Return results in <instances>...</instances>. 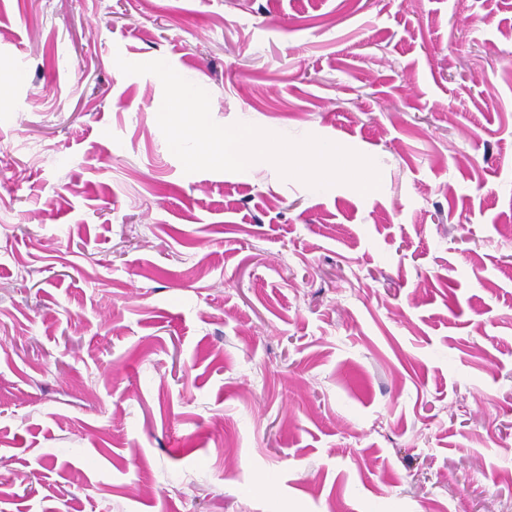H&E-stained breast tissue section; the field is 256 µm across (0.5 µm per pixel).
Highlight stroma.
<instances>
[{
	"mask_svg": "<svg viewBox=\"0 0 512 512\" xmlns=\"http://www.w3.org/2000/svg\"><path fill=\"white\" fill-rule=\"evenodd\" d=\"M222 125L372 197L184 173ZM0 512H512V0H0Z\"/></svg>",
	"mask_w": 512,
	"mask_h": 512,
	"instance_id": "obj_1",
	"label": "stroma"
}]
</instances>
